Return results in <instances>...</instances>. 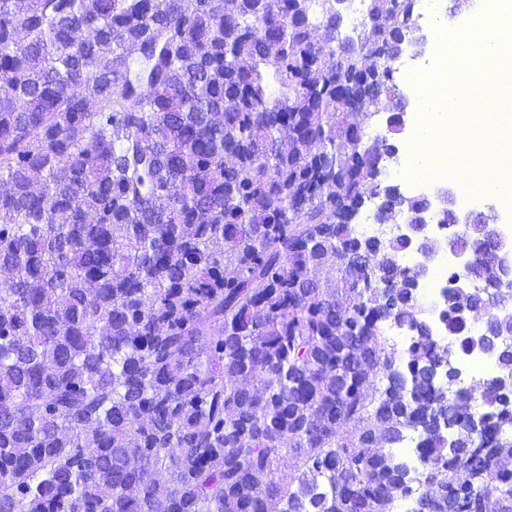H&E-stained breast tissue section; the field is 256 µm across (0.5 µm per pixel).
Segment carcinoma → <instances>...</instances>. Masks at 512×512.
Segmentation results:
<instances>
[{
    "instance_id": "carcinoma-1",
    "label": "carcinoma",
    "mask_w": 512,
    "mask_h": 512,
    "mask_svg": "<svg viewBox=\"0 0 512 512\" xmlns=\"http://www.w3.org/2000/svg\"><path fill=\"white\" fill-rule=\"evenodd\" d=\"M362 11L355 38L336 0H0V512H388L410 430L433 512H512V437L455 428L512 422V315L448 271V334L480 309L498 375H434L407 243L347 209L396 205L364 127L394 110L397 151L404 94L368 48L417 52L416 0ZM467 245L485 288L486 224Z\"/></svg>"
}]
</instances>
